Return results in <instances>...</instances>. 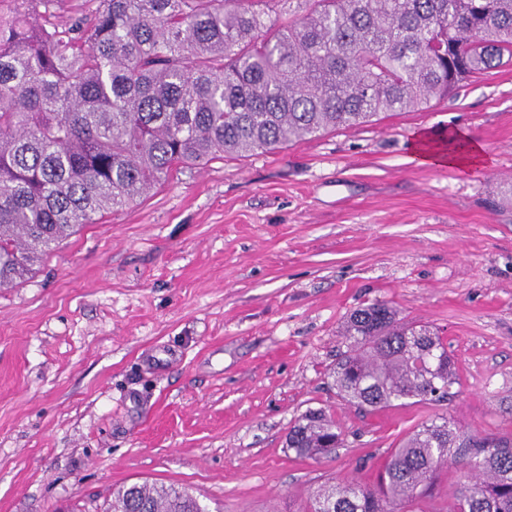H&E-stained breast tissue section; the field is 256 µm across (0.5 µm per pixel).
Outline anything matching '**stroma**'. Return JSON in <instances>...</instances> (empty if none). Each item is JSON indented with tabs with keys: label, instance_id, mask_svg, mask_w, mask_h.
Instances as JSON below:
<instances>
[{
	"label": "stroma",
	"instance_id": "1",
	"mask_svg": "<svg viewBox=\"0 0 512 512\" xmlns=\"http://www.w3.org/2000/svg\"><path fill=\"white\" fill-rule=\"evenodd\" d=\"M459 130L484 166L418 165ZM375 301L442 336L449 401L366 413L336 396L342 325ZM512 65L417 112L186 168L0 288V512H96L132 483L209 512H297L374 482L426 419L512 436ZM324 409L346 446H285Z\"/></svg>",
	"mask_w": 512,
	"mask_h": 512
}]
</instances>
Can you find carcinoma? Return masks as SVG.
I'll list each match as a JSON object with an SVG mask.
<instances>
[{"label": "carcinoma", "instance_id": "cac0c4a2", "mask_svg": "<svg viewBox=\"0 0 512 512\" xmlns=\"http://www.w3.org/2000/svg\"><path fill=\"white\" fill-rule=\"evenodd\" d=\"M0 0V288L85 224L173 172L272 152L388 112L418 111L512 64V0ZM336 395L373 411L439 402L456 383L442 337L376 301L354 310ZM345 433L308 410L286 446L327 458ZM470 477L454 512H512V439L446 416L392 450L374 484L319 485L299 512H414L444 468ZM175 485L118 489L108 512H196Z\"/></svg>", "mask_w": 512, "mask_h": 512}]
</instances>
